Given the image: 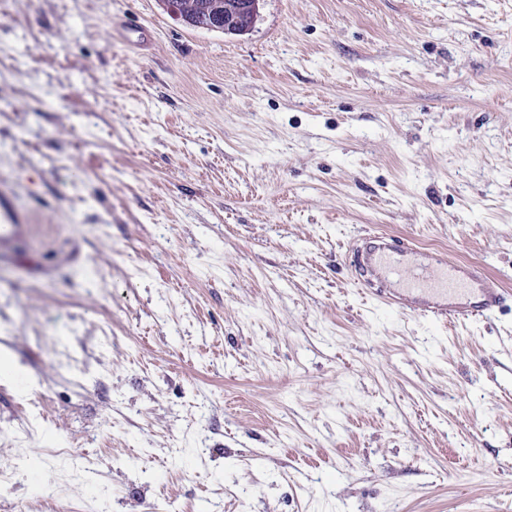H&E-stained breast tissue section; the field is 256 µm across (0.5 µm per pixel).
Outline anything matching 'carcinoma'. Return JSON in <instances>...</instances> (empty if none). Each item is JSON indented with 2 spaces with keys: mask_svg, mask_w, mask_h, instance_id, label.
I'll return each instance as SVG.
<instances>
[{
  "mask_svg": "<svg viewBox=\"0 0 512 512\" xmlns=\"http://www.w3.org/2000/svg\"><path fill=\"white\" fill-rule=\"evenodd\" d=\"M206 1L210 3L208 11L203 9ZM170 2L187 20L188 25L200 29L219 24L244 35L252 30L259 18V15L246 6V0H170Z\"/></svg>",
  "mask_w": 512,
  "mask_h": 512,
  "instance_id": "obj_1",
  "label": "carcinoma"
}]
</instances>
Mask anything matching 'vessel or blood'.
<instances>
[{"label":"vessel or blood","mask_w":512,"mask_h":512,"mask_svg":"<svg viewBox=\"0 0 512 512\" xmlns=\"http://www.w3.org/2000/svg\"><path fill=\"white\" fill-rule=\"evenodd\" d=\"M113 30L136 50L150 42L145 27L125 19ZM417 254L413 242L378 233L349 250L357 283L393 310L447 322L488 319L501 309L504 290L481 264H460L432 253L417 263Z\"/></svg>","instance_id":"b4317fda"}]
</instances>
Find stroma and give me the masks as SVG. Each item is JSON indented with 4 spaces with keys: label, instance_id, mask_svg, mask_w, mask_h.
<instances>
[{
    "label": "stroma",
    "instance_id": "35a3bbf8",
    "mask_svg": "<svg viewBox=\"0 0 512 512\" xmlns=\"http://www.w3.org/2000/svg\"><path fill=\"white\" fill-rule=\"evenodd\" d=\"M0 208V512H512V0H0ZM379 231L506 307L377 306ZM247 0H170L169 2L187 20L189 26L208 29L219 24L232 28L239 35L247 34L255 26L259 15L247 6ZM204 2L210 3V10L202 7ZM113 33L120 34L135 50L145 49L149 42V34L145 27L139 23H132L126 19L113 24Z\"/></svg>",
    "mask_w": 512,
    "mask_h": 512
}]
</instances>
